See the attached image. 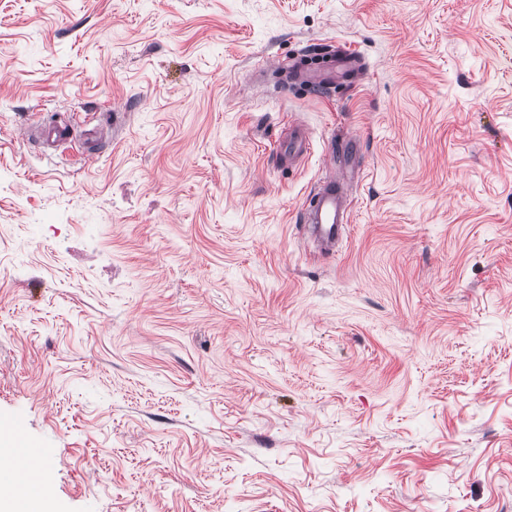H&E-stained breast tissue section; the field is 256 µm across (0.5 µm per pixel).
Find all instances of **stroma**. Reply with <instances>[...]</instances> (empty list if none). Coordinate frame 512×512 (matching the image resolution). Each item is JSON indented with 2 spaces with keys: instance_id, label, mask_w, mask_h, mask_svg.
I'll list each match as a JSON object with an SVG mask.
<instances>
[{
  "instance_id": "1",
  "label": "stroma",
  "mask_w": 512,
  "mask_h": 512,
  "mask_svg": "<svg viewBox=\"0 0 512 512\" xmlns=\"http://www.w3.org/2000/svg\"><path fill=\"white\" fill-rule=\"evenodd\" d=\"M0 424L43 512H512V0H0ZM45 140L53 145L60 146L74 138L75 131L70 120H59L49 123L43 130ZM277 156L282 166L293 167L308 154L310 140L306 130L300 126H291L288 135L282 139ZM361 150L362 145L359 140L354 137H344L337 147H332L329 153L328 166L343 170L351 160L360 155ZM307 237L330 250L351 223L349 204L335 175L325 176L300 209Z\"/></svg>"
}]
</instances>
